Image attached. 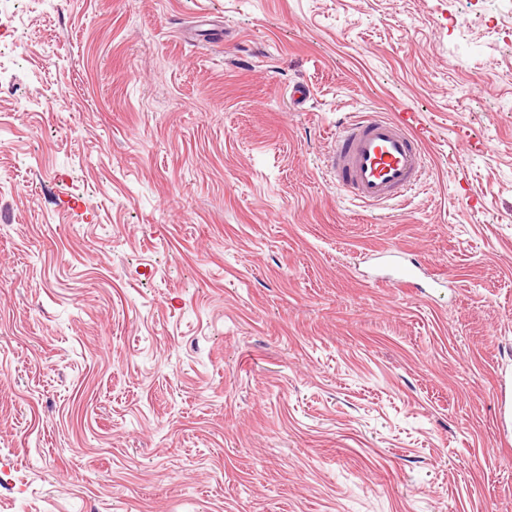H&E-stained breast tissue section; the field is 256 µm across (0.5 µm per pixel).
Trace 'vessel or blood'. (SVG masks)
Instances as JSON below:
<instances>
[{
  "label": "vessel or blood",
  "instance_id": "vessel-or-blood-1",
  "mask_svg": "<svg viewBox=\"0 0 512 512\" xmlns=\"http://www.w3.org/2000/svg\"><path fill=\"white\" fill-rule=\"evenodd\" d=\"M425 142L409 118L357 112L339 123L326 168L360 204L405 200L425 180Z\"/></svg>",
  "mask_w": 512,
  "mask_h": 512
}]
</instances>
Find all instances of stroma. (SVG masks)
Wrapping results in <instances>:
<instances>
[{"mask_svg": "<svg viewBox=\"0 0 512 512\" xmlns=\"http://www.w3.org/2000/svg\"><path fill=\"white\" fill-rule=\"evenodd\" d=\"M0 10V512H512V0ZM365 110L407 202L326 175ZM425 142L409 118L357 112L337 126L325 165L351 199L381 206L408 199L424 182Z\"/></svg>", "mask_w": 512, "mask_h": 512, "instance_id": "35a3bbf8", "label": "stroma"}]
</instances>
